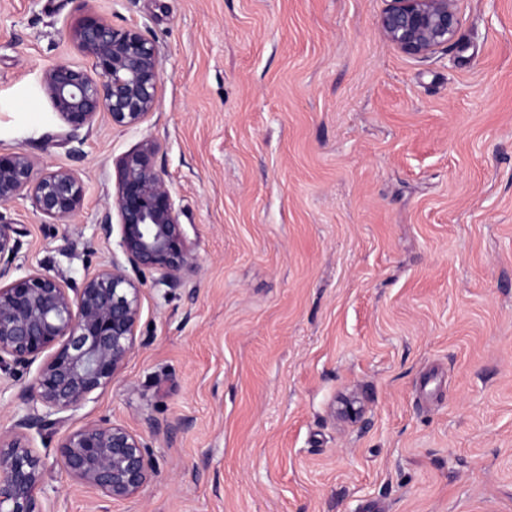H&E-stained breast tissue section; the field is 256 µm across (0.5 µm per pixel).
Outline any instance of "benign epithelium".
Wrapping results in <instances>:
<instances>
[{
  "instance_id": "7a95c632",
  "label": "benign epithelium",
  "mask_w": 512,
  "mask_h": 512,
  "mask_svg": "<svg viewBox=\"0 0 512 512\" xmlns=\"http://www.w3.org/2000/svg\"><path fill=\"white\" fill-rule=\"evenodd\" d=\"M379 18L385 37L402 53L426 57L445 46L461 23L459 0H386ZM89 70L59 63L46 69L41 89L73 131L89 127L100 113L119 128L141 125L156 108L161 62L155 44L136 26L118 28L93 12L71 29ZM157 146L146 140L116 163V192L104 216L106 236L136 270L159 274L176 286L180 272L194 265L195 244L180 221L183 209L156 168ZM30 202L47 221L80 212L84 183L71 169L37 174L22 151L0 152V206ZM117 224H112V216ZM21 230L0 213V279L9 275ZM140 284L117 260L85 278L69 293L59 278L29 269L0 284V370L17 371L41 361L22 399L26 413L0 433V512H44L45 459L34 435L64 422L63 414L85 405L111 384L135 348L141 318ZM360 398L344 400L340 419L364 416ZM56 463L66 476L109 501L136 497L156 474L151 444L123 425L90 421L57 442Z\"/></svg>"
}]
</instances>
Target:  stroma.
Masks as SVG:
<instances>
[{
    "label": "stroma",
    "instance_id": "35a3bbf8",
    "mask_svg": "<svg viewBox=\"0 0 512 512\" xmlns=\"http://www.w3.org/2000/svg\"><path fill=\"white\" fill-rule=\"evenodd\" d=\"M385 6L0 0V151L85 183L58 224L0 208L15 267L77 288L109 265L115 162L146 140L197 254L176 287L141 274L132 354L65 423L149 436L156 475L104 503L40 443L43 512H512V0H460L424 58ZM88 10L158 48L138 127L71 131L38 90L89 68ZM36 374L0 372L1 432ZM351 394L364 423L334 415Z\"/></svg>",
    "mask_w": 512,
    "mask_h": 512
}]
</instances>
